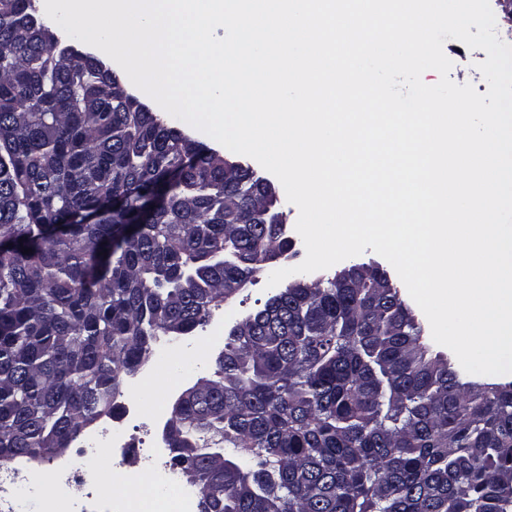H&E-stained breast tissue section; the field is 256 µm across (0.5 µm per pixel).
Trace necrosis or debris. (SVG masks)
<instances>
[{
  "instance_id": "obj_1",
  "label": "necrosis or debris",
  "mask_w": 512,
  "mask_h": 512,
  "mask_svg": "<svg viewBox=\"0 0 512 512\" xmlns=\"http://www.w3.org/2000/svg\"><path fill=\"white\" fill-rule=\"evenodd\" d=\"M202 359L199 350L189 357L180 349L157 352L151 372L132 377L130 385L136 398L124 403V417H110L101 427L75 437V452L50 472L55 494L36 502L37 512H71L75 499L89 489L97 497L112 498L116 489L136 484L142 466L153 471L154 490L135 503L118 502V512H198L199 493L182 482L166 449L154 447L135 434L129 421L139 416L140 399L153 374L178 371L189 364H200ZM36 480L25 461L1 467L0 512H18L23 495L32 490Z\"/></svg>"
}]
</instances>
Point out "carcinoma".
<instances>
[{
  "label": "carcinoma",
  "instance_id": "obj_1",
  "mask_svg": "<svg viewBox=\"0 0 512 512\" xmlns=\"http://www.w3.org/2000/svg\"><path fill=\"white\" fill-rule=\"evenodd\" d=\"M47 32L32 0H0L1 460H49L114 414L159 337L292 247L262 177ZM353 275L268 298L180 395L164 441L199 512H512V382L461 381L386 270Z\"/></svg>",
  "mask_w": 512,
  "mask_h": 512
}]
</instances>
